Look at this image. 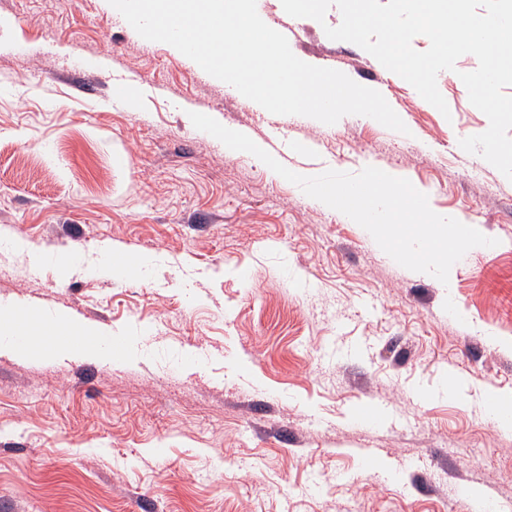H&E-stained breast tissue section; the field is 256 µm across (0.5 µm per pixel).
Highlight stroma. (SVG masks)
Wrapping results in <instances>:
<instances>
[{
  "instance_id": "obj_1",
  "label": "stroma",
  "mask_w": 512,
  "mask_h": 512,
  "mask_svg": "<svg viewBox=\"0 0 512 512\" xmlns=\"http://www.w3.org/2000/svg\"><path fill=\"white\" fill-rule=\"evenodd\" d=\"M257 11L299 59L379 91L408 134L269 113L107 0H0V308L123 344L0 348V512H472L464 488L512 512V430L485 403L512 398V181L459 145L489 126L459 78L476 57L439 73L444 115L326 36L337 7L321 23L281 0ZM193 112L286 129L288 167L311 176L398 172L498 244L445 284L410 271ZM112 245L134 276L111 271ZM368 403L390 424L356 422Z\"/></svg>"
}]
</instances>
